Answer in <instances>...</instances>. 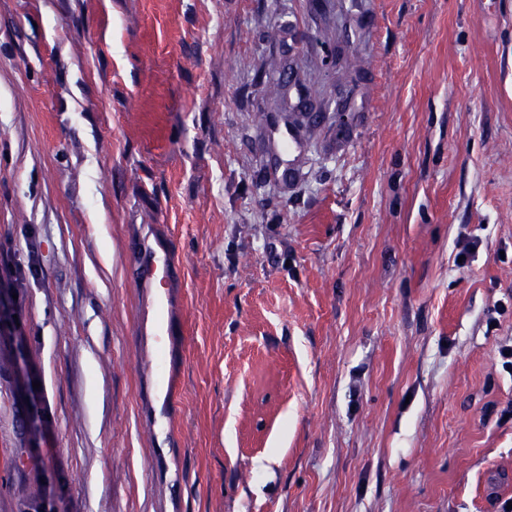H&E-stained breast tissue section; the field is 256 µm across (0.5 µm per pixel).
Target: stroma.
Instances as JSON below:
<instances>
[{"instance_id":"stroma-1","label":"stroma","mask_w":512,"mask_h":512,"mask_svg":"<svg viewBox=\"0 0 512 512\" xmlns=\"http://www.w3.org/2000/svg\"><path fill=\"white\" fill-rule=\"evenodd\" d=\"M341 90L346 133L274 132ZM159 224L160 366L129 276ZM30 248L68 512L512 498V0H0V252ZM26 441L2 359L0 452ZM133 267L132 279L136 284L152 283L157 280L170 285L181 280V267L176 260L173 246L166 240L138 239L131 250Z\"/></svg>"}]
</instances>
